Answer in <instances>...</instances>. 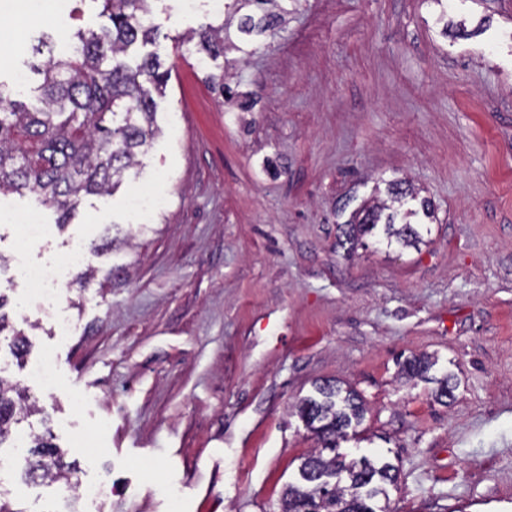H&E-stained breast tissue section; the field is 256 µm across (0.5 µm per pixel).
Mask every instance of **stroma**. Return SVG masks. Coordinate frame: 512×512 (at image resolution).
I'll list each match as a JSON object with an SVG mask.
<instances>
[{"label": "stroma", "instance_id": "35a3bbf8", "mask_svg": "<svg viewBox=\"0 0 512 512\" xmlns=\"http://www.w3.org/2000/svg\"><path fill=\"white\" fill-rule=\"evenodd\" d=\"M0 0V80L29 67L42 34L95 29V0ZM276 38L230 37L202 61L189 32L217 23L206 4L152 0V51L171 78L163 133L137 176L83 200L58 226L33 195L0 196V378L35 413L19 424L65 453L70 481L25 482L0 450V491L16 512H276L315 442L295 406L337 379L363 397L351 458L398 465L392 512H512V0H290ZM226 72L248 111L207 80ZM405 179L432 201L421 249L336 246L337 210ZM137 192L164 198L148 219ZM46 237L21 242L18 216ZM111 238L94 258L111 281L31 298L24 265L65 264L71 245ZM71 329L59 338L58 321ZM20 331L24 359L10 349ZM436 356L455 375L406 381L397 358ZM53 354L57 388L28 372ZM81 408H73L71 397ZM89 438L97 453L77 445ZM106 479L105 500L77 485Z\"/></svg>", "mask_w": 512, "mask_h": 512}]
</instances>
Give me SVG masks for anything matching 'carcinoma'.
Listing matches in <instances>:
<instances>
[{
    "instance_id": "1",
    "label": "carcinoma",
    "mask_w": 512,
    "mask_h": 512,
    "mask_svg": "<svg viewBox=\"0 0 512 512\" xmlns=\"http://www.w3.org/2000/svg\"><path fill=\"white\" fill-rule=\"evenodd\" d=\"M98 2L109 25L68 34L66 49L34 69L41 78L35 102H23L0 82V195L32 193L57 213L62 226L71 223L84 196L113 193L132 175L137 155L162 133L153 93H163L171 69L162 68L154 53L133 64L125 59L137 42L155 40L154 28L144 22L150 0ZM281 2L224 0V13L238 17L237 32L244 37L275 38L278 20L288 13ZM247 3L258 12L240 13ZM194 39L210 58L224 55V25L193 31L189 40ZM420 215L434 216L432 202L418 198L406 183L391 181L387 198L362 203L339 225L337 245L351 250L360 239L377 235L388 246L416 247L425 227L412 219ZM434 366L429 355L413 356L400 363L399 374L432 380L439 384L436 400L452 399L453 376L430 377ZM33 413L22 391L0 380V448L14 426ZM298 414L320 448L301 458L296 481L282 492L279 512H329L335 501L348 503L350 512H389L379 499L388 497L387 485L396 481L399 467L382 456L349 459L338 450V440L361 438V395L327 380L300 403ZM26 447L24 475L39 471L51 481L68 478L56 446L36 436Z\"/></svg>"
}]
</instances>
